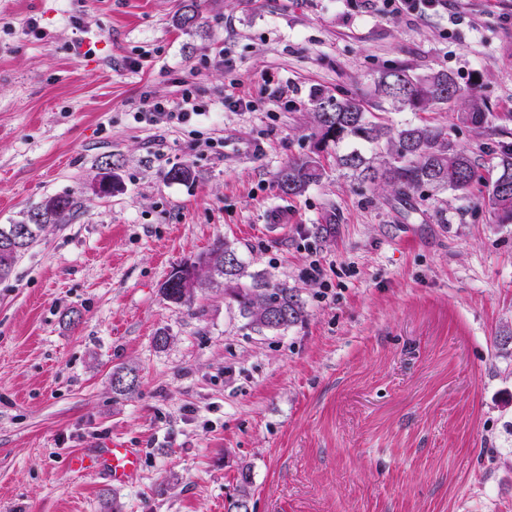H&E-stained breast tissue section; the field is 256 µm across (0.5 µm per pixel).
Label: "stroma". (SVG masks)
Returning a JSON list of instances; mask_svg holds the SVG:
<instances>
[{"label": "stroma", "instance_id": "35a3bbf8", "mask_svg": "<svg viewBox=\"0 0 512 512\" xmlns=\"http://www.w3.org/2000/svg\"><path fill=\"white\" fill-rule=\"evenodd\" d=\"M196 2L197 19L179 16ZM500 0L416 18L375 0H0V225L50 196L75 206L0 278V512H226L241 470L250 512H512V223L477 184L405 195L361 184L325 151L296 197L276 175L311 153L316 91L369 95L388 68L444 71L489 114L383 104L428 123L483 177L512 145V22ZM36 20L28 31L27 20ZM229 65L201 60L211 49ZM193 82L206 115L137 122L143 95ZM239 92L289 104L240 112ZM186 167V182L167 179ZM118 183L97 192L103 173ZM285 228L268 233L273 206ZM229 241L294 288L302 321L257 333L223 287L190 305L162 283ZM321 279L309 276L312 261ZM167 333L166 346L154 338ZM131 368L137 386L112 388ZM121 438L139 477L116 487L69 454Z\"/></svg>", "mask_w": 512, "mask_h": 512}]
</instances>
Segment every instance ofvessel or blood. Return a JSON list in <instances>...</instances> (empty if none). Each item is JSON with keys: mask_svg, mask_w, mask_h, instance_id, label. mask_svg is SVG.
I'll use <instances>...</instances> for the list:
<instances>
[{"mask_svg": "<svg viewBox=\"0 0 512 512\" xmlns=\"http://www.w3.org/2000/svg\"><path fill=\"white\" fill-rule=\"evenodd\" d=\"M67 463L72 470L98 472L104 474L113 484L124 485L137 478L141 468V456L138 449L112 441L93 453L68 455Z\"/></svg>", "mask_w": 512, "mask_h": 512, "instance_id": "obj_1", "label": "vessel or blood"}]
</instances>
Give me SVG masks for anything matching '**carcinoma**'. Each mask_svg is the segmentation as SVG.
<instances>
[{
    "mask_svg": "<svg viewBox=\"0 0 512 512\" xmlns=\"http://www.w3.org/2000/svg\"><path fill=\"white\" fill-rule=\"evenodd\" d=\"M374 89L379 100L414 110L460 101L459 121L479 127L488 121L485 104L475 89H463L445 72L414 77L405 69L395 68L380 73L374 80ZM313 125L317 153L293 159L278 172V187L286 196H299L319 182L325 174L319 152L331 142L337 145L348 138L385 147L386 156L376 165L356 149L336 156L337 164L357 172L361 180L373 185L399 192L424 185L465 190L483 181L468 150L448 142L443 129L409 124L394 132L354 95L316 93ZM488 205L498 223L512 222V148L499 152ZM72 207L73 201L66 196L43 200L22 220L28 230L19 241L14 236L16 225H1L0 278L9 275L18 257L46 225L60 223ZM200 258L206 259L208 265L190 291H183L174 272L163 282L161 294L166 301L187 305L197 290L219 277L224 281V295L237 304L240 315L259 333L286 330L303 317V304L295 289L256 278L250 286L242 285L244 264L228 242L217 240ZM250 485L249 471H241L238 495L229 504L228 512H248Z\"/></svg>",
    "mask_w": 512,
    "mask_h": 512,
    "instance_id": "carcinoma-1",
    "label": "carcinoma"
}]
</instances>
